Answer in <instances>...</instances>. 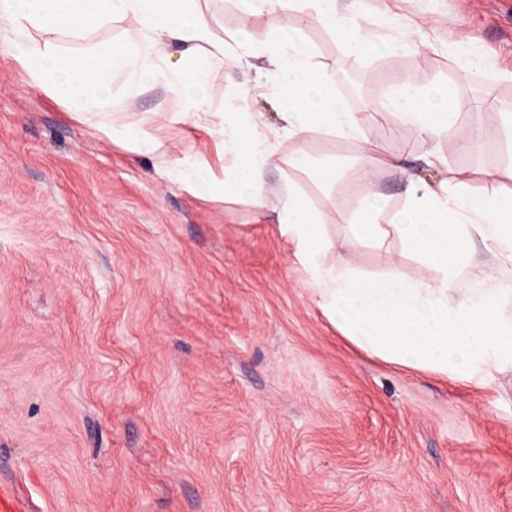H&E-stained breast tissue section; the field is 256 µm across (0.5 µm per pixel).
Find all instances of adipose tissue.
<instances>
[{
	"label": "adipose tissue",
	"mask_w": 512,
	"mask_h": 512,
	"mask_svg": "<svg viewBox=\"0 0 512 512\" xmlns=\"http://www.w3.org/2000/svg\"><path fill=\"white\" fill-rule=\"evenodd\" d=\"M307 3L311 17L334 29L353 51L368 49L355 21L337 18L336 0ZM115 15L133 17L137 23L124 44L63 63L48 42L31 35L35 29L80 33L90 22ZM160 29L192 42L201 57L195 69L186 71L169 63L154 37ZM0 33L12 35L10 53L30 84L62 94L76 118L89 111L111 115L115 110L109 92L111 75L128 69L139 77L163 79L181 94L180 111L156 112L153 120L167 127L209 120L203 99L187 95L186 90L205 84L212 60L224 55V42L216 38L210 18L197 11L192 0H0ZM280 54L286 65L272 92L296 107L288 115L289 136L322 128L341 144L359 131L354 113L345 111L332 94L338 71L315 70L308 53L288 40L281 43ZM391 107L401 124L421 138L435 139L451 129L453 146L465 149L480 137L476 126H457L450 103L425 107L412 79H404ZM219 136L223 151L238 159L226 179L248 189L254 203L263 205L265 169L273 157L265 136L230 113L221 120ZM406 195L412 222L381 223V201L371 197L353 212L350 235L342 245L349 248L399 237L419 257L421 275L409 281L393 270L362 282L348 265L328 261V254L340 244L326 233L322 215L310 210L302 193L289 190L280 231L294 242L318 305L353 345L387 362L460 382L484 383L511 371L512 287L492 279L486 287L470 288L461 272L477 240L492 244L500 261L512 267V194L477 192L459 173L437 192L408 182Z\"/></svg>",
	"instance_id": "1"
}]
</instances>
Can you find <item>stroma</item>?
<instances>
[{
    "label": "stroma",
    "mask_w": 512,
    "mask_h": 512,
    "mask_svg": "<svg viewBox=\"0 0 512 512\" xmlns=\"http://www.w3.org/2000/svg\"><path fill=\"white\" fill-rule=\"evenodd\" d=\"M228 50L211 65L209 111L245 112L275 144L263 205L216 185L196 193L165 176L173 163L232 167L203 125L154 128L179 103L158 80L113 74L123 135L76 120L63 95L29 86L0 35V480L32 512H512V373L474 385L384 362L322 312L279 229L289 186L349 234L362 198L408 209L409 180L438 190L463 172L487 194L512 191V0H337L381 54H356L304 10L272 17L240 0H195ZM115 16L83 34L40 33L59 59L103 52L133 33ZM298 28L317 68L341 67L360 136L393 155L368 178L326 188L289 168L323 157L331 137L289 136L288 106L268 87L282 30ZM423 39L406 46L404 32ZM257 53L238 60L239 41ZM481 70L479 81L467 72ZM452 90L460 121L490 130L452 151L398 121L404 78ZM155 146L136 151L139 130ZM359 278L399 268L417 278L401 239L341 251Z\"/></svg>",
    "instance_id": "stroma-1"
}]
</instances>
